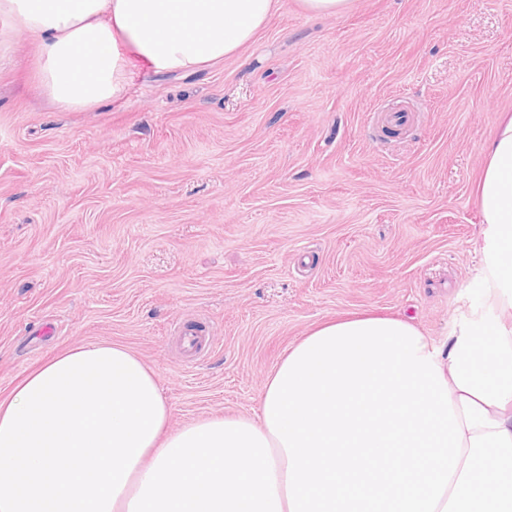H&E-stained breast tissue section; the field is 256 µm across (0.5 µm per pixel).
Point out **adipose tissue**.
I'll return each mask as SVG.
<instances>
[{"label": "adipose tissue", "instance_id": "1", "mask_svg": "<svg viewBox=\"0 0 512 512\" xmlns=\"http://www.w3.org/2000/svg\"><path fill=\"white\" fill-rule=\"evenodd\" d=\"M279 0H0L62 110L119 100L135 62L193 72ZM482 264L447 343L410 322H324L266 376L259 414L170 430L126 347L54 355L0 399V512H512V116L483 147Z\"/></svg>", "mask_w": 512, "mask_h": 512}]
</instances>
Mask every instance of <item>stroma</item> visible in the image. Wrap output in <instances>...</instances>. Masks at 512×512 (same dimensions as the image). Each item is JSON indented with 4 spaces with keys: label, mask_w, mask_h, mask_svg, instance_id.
Returning a JSON list of instances; mask_svg holds the SVG:
<instances>
[{
    "label": "stroma",
    "mask_w": 512,
    "mask_h": 512,
    "mask_svg": "<svg viewBox=\"0 0 512 512\" xmlns=\"http://www.w3.org/2000/svg\"><path fill=\"white\" fill-rule=\"evenodd\" d=\"M0 28V399L53 355L127 347L170 429L254 415L318 324L410 321L443 343L477 274L482 146L512 113V0L280 7L236 55L138 71L63 112ZM417 112L380 138L376 113ZM210 340L190 356L178 326ZM352 0H300L304 11L312 16L342 14L351 6Z\"/></svg>",
    "instance_id": "stroma-1"
}]
</instances>
